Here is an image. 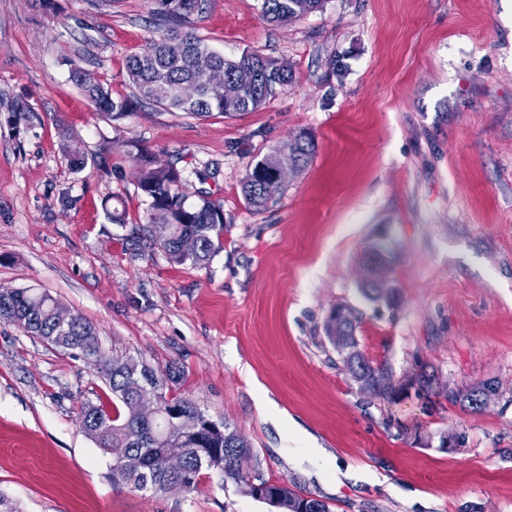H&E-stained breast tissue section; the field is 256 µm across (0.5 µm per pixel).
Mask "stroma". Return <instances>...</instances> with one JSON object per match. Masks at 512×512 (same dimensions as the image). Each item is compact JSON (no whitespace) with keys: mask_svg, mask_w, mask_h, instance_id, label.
Masks as SVG:
<instances>
[{"mask_svg":"<svg viewBox=\"0 0 512 512\" xmlns=\"http://www.w3.org/2000/svg\"><path fill=\"white\" fill-rule=\"evenodd\" d=\"M152 9L0 0V287L48 292L111 355L177 365L167 397L231 424L265 479L332 512H512V0H324L285 25L260 0H211L195 34L231 60L260 51L294 83L237 117L146 106L106 119L69 63L132 95L126 61L160 36ZM18 101L33 112L15 132L3 119ZM302 131L311 162L252 211L247 167ZM117 139L180 170L190 202L223 203L207 265L138 242L149 205ZM112 196L125 223L107 216ZM373 250L390 290L376 301L362 292ZM340 306L393 377L427 365L451 391L491 381V402L438 397L425 412L364 391L325 333ZM264 394L302 434L272 422ZM89 404L112 407L97 367L0 321V491L22 512H269L217 470L190 492L114 486L80 423ZM314 445L335 469L305 458Z\"/></svg>","mask_w":512,"mask_h":512,"instance_id":"1","label":"stroma"}]
</instances>
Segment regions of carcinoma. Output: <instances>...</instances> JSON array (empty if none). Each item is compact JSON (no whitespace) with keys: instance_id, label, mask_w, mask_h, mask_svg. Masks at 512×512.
Instances as JSON below:
<instances>
[{"instance_id":"carcinoma-1","label":"carcinoma","mask_w":512,"mask_h":512,"mask_svg":"<svg viewBox=\"0 0 512 512\" xmlns=\"http://www.w3.org/2000/svg\"><path fill=\"white\" fill-rule=\"evenodd\" d=\"M208 0H153V16L163 35L153 40L127 61V75L135 89L131 98L112 97L86 69L75 65L70 78L92 106L111 118L121 117L136 110L142 104L161 107L172 112H187L199 117L215 113L235 116L261 107L276 89L293 82L292 72L284 65L271 60L258 51H246L229 60L213 51L189 29L192 16L202 11ZM323 0H261V16L270 22L288 23L305 14L318 10ZM251 69L255 81L248 87L233 84L237 73ZM194 82L200 88L195 100H184L177 95L178 87ZM30 108L18 102L8 110L6 122L15 129L28 122ZM288 152V162L301 167L315 154L314 140L300 133L271 148L261 163L271 168L278 159V152ZM139 168L138 189L150 200L147 223L142 225V239L151 247H157L167 257L179 264L189 262L205 265L223 248L224 206L218 200L200 197L199 202L187 204L188 195L183 189L186 180L174 167L156 163L154 157L143 150L131 155ZM242 190L246 204L255 212L266 209L261 186L245 173ZM156 224H167L164 232L154 229ZM193 236L197 250L184 254L180 242ZM56 298L46 292L29 289L0 288V320L13 323L30 336H37L50 343L63 340L65 348L79 357L88 359L102 355L103 377L112 396L121 408L110 414L98 406H85L80 421L85 433L102 451L118 452L130 448L144 460V469L137 475L112 476V483L138 491H162L170 476L164 471L162 458L169 448H179L188 461L183 481L187 490H193L202 470H219L224 481L240 485L249 476V466L256 461L250 443L229 425L208 428L206 411L188 397H166V382H175L180 372L169 369L160 374L144 362L132 358H118L101 348V340L95 326L81 315H76L66 328L55 321ZM348 320L344 329L326 326L327 337L341 351L357 346L356 322L352 312L343 309ZM349 372L356 374V381L372 388L379 396H386L394 403L408 397L409 390H434L437 385L432 374L421 369L405 377L399 385L391 383L385 368L373 364L362 353L345 357ZM155 391L160 398V414L154 423L143 421L136 409L138 390ZM491 384L483 383L465 391L448 394V400L465 408L479 409L480 395ZM181 420L196 421L202 426L183 433ZM284 505L283 512H294L299 503H307L306 512H332L325 501L297 492L286 482H277Z\"/></svg>"}]
</instances>
